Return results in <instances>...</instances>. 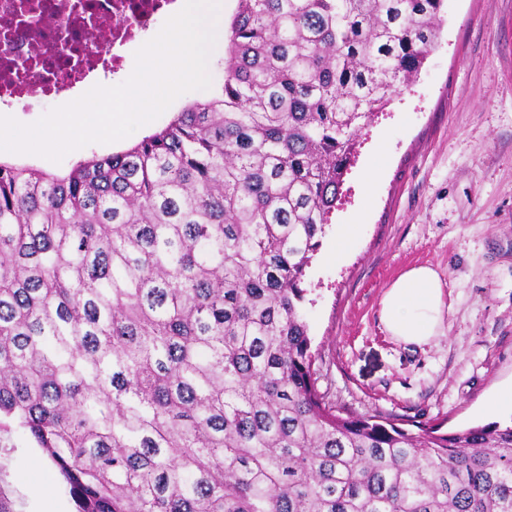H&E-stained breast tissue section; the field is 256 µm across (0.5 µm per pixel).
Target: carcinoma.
Returning a JSON list of instances; mask_svg holds the SVG:
<instances>
[{
	"label": "carcinoma",
	"instance_id": "1",
	"mask_svg": "<svg viewBox=\"0 0 512 512\" xmlns=\"http://www.w3.org/2000/svg\"><path fill=\"white\" fill-rule=\"evenodd\" d=\"M444 2L238 0L219 94L65 174L0 162V428L77 512H512V421L342 415L301 314Z\"/></svg>",
	"mask_w": 512,
	"mask_h": 512
}]
</instances>
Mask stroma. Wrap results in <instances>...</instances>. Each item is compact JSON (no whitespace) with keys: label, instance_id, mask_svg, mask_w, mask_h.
<instances>
[{"label":"stroma","instance_id":"obj_1","mask_svg":"<svg viewBox=\"0 0 512 512\" xmlns=\"http://www.w3.org/2000/svg\"><path fill=\"white\" fill-rule=\"evenodd\" d=\"M111 151L92 143L58 163L0 151V161L63 174ZM348 224L359 233L331 260ZM422 264L438 272L447 309L442 334L418 348L388 335L380 302ZM305 286L327 404L415 433L512 420L511 406L485 408L512 386V0H447L417 79L358 137ZM0 512H75L58 470L13 428L0 431Z\"/></svg>","mask_w":512,"mask_h":512}]
</instances>
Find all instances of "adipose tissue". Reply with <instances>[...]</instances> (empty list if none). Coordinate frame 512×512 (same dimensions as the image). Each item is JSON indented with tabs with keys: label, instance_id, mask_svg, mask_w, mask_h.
Segmentation results:
<instances>
[{
	"label": "adipose tissue",
	"instance_id": "ef3b65f1",
	"mask_svg": "<svg viewBox=\"0 0 512 512\" xmlns=\"http://www.w3.org/2000/svg\"><path fill=\"white\" fill-rule=\"evenodd\" d=\"M444 309L438 273L431 266L419 265L403 272L386 290L380 319L390 336L420 347L441 334Z\"/></svg>",
	"mask_w": 512,
	"mask_h": 512
}]
</instances>
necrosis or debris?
<instances>
[{
  "instance_id": "4bbe7bcc",
  "label": "necrosis or debris",
  "mask_w": 512,
  "mask_h": 512,
  "mask_svg": "<svg viewBox=\"0 0 512 512\" xmlns=\"http://www.w3.org/2000/svg\"><path fill=\"white\" fill-rule=\"evenodd\" d=\"M177 0H0V107L87 87L98 73L122 74L126 51L144 42ZM102 32V50L86 37Z\"/></svg>"
}]
</instances>
